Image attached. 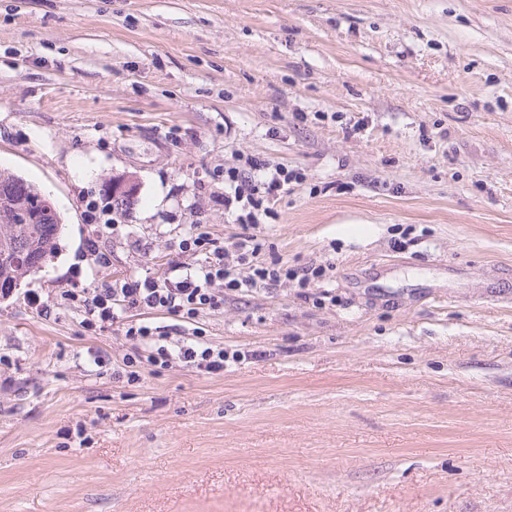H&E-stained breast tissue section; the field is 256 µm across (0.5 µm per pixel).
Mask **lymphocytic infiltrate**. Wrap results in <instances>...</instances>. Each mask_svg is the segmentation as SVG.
<instances>
[{
	"label": "lymphocytic infiltrate",
	"mask_w": 512,
	"mask_h": 512,
	"mask_svg": "<svg viewBox=\"0 0 512 512\" xmlns=\"http://www.w3.org/2000/svg\"><path fill=\"white\" fill-rule=\"evenodd\" d=\"M293 178L292 172L278 168L256 184L244 171L226 169L224 206L240 208L238 220L250 230L228 244L194 230L183 235L176 247L179 253L199 256L195 271L174 278L132 276L119 283L104 280L91 288L76 286L63 292L65 304L81 312L85 331L118 326L130 346L124 360L128 382H141L139 367L143 364L165 369L180 363L209 374L223 372L224 350L207 341L201 318L223 308L225 292L248 293L289 277L287 266L281 262L260 263L266 241L257 228L262 218L272 215L273 198L287 192ZM132 309L165 312L190 325L191 330L186 337L172 338L165 327L123 318V311Z\"/></svg>",
	"instance_id": "lymphocytic-infiltrate-1"
}]
</instances>
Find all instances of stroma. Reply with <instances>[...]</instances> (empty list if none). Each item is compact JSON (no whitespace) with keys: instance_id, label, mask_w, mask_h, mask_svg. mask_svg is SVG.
I'll use <instances>...</instances> for the list:
<instances>
[{"instance_id":"stroma-1","label":"stroma","mask_w":512,"mask_h":512,"mask_svg":"<svg viewBox=\"0 0 512 512\" xmlns=\"http://www.w3.org/2000/svg\"><path fill=\"white\" fill-rule=\"evenodd\" d=\"M230 167L300 172L259 229L326 275L204 315L223 374L127 383L61 294L245 233ZM0 171L63 220L0 299V512H512V0H0ZM112 217H108L104 220L103 224H96L94 226L93 235L91 238L87 240V245L89 248L90 255L94 257V264L97 267L98 272H102L112 265V260L110 258V254L104 252L100 249L98 242L99 238L103 237L105 230H111L112 228Z\"/></svg>"}]
</instances>
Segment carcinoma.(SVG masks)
I'll list each match as a JSON object with an SVG mask.
<instances>
[{"mask_svg":"<svg viewBox=\"0 0 512 512\" xmlns=\"http://www.w3.org/2000/svg\"><path fill=\"white\" fill-rule=\"evenodd\" d=\"M0 185L10 188L23 199L21 208L12 213V223H0V236L10 242V253L0 248V283L10 284L19 280L20 275L38 270V259L55 252L61 236L60 215L49 223L31 224L32 216L43 217V195L33 184L19 176L0 172Z\"/></svg>","mask_w":512,"mask_h":512,"instance_id":"carcinoma-1","label":"carcinoma"}]
</instances>
